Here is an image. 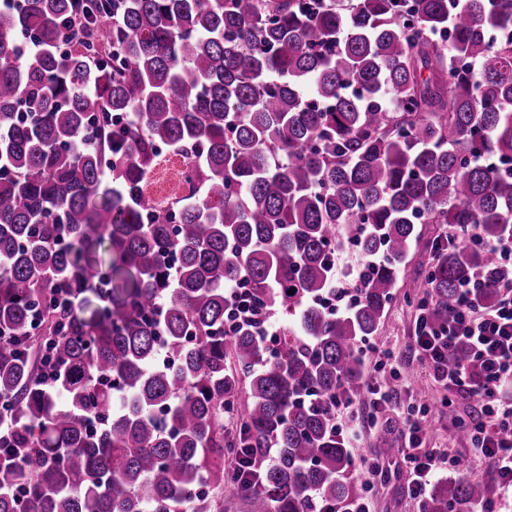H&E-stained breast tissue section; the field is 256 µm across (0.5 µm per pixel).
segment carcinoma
I'll return each instance as SVG.
<instances>
[{
	"instance_id": "cac0c4a2",
	"label": "carcinoma",
	"mask_w": 512,
	"mask_h": 512,
	"mask_svg": "<svg viewBox=\"0 0 512 512\" xmlns=\"http://www.w3.org/2000/svg\"><path fill=\"white\" fill-rule=\"evenodd\" d=\"M512 0H22L0 8V512H336L417 223L428 319L512 268ZM480 62L471 70L470 62ZM166 146L189 193L144 182ZM345 237L359 299L321 304ZM243 280L245 302L225 286ZM295 293H290V290ZM294 317L274 351L258 335ZM234 416L224 426V412ZM483 482L426 512H472Z\"/></svg>"
}]
</instances>
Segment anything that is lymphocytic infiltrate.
<instances>
[{"label":"lymphocytic infiltrate","instance_id":"obj_1","mask_svg":"<svg viewBox=\"0 0 512 512\" xmlns=\"http://www.w3.org/2000/svg\"><path fill=\"white\" fill-rule=\"evenodd\" d=\"M504 290V296L488 307L479 303L471 285L462 286L442 327L430 326L425 314L417 315L412 348L447 389L477 398L478 414L467 425L468 441L475 452L491 462L498 483L511 487L512 402L506 400L504 392L512 389V283ZM461 348L467 350L470 365L452 363V356ZM392 399L391 388L375 382L362 403L340 398L336 406L354 420L375 424ZM426 410L422 404L400 417V431L407 441L403 461L412 474L409 491L416 500L424 497L436 473L458 465L456 457L445 449H424Z\"/></svg>","mask_w":512,"mask_h":512}]
</instances>
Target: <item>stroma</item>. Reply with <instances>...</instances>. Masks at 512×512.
I'll use <instances>...</instances> for the list:
<instances>
[{
	"mask_svg": "<svg viewBox=\"0 0 512 512\" xmlns=\"http://www.w3.org/2000/svg\"><path fill=\"white\" fill-rule=\"evenodd\" d=\"M420 238L413 247L405 268L401 271L393 298L386 311V318L368 342L378 347H391L402 352L401 378L396 383L398 392L395 409L396 417L390 418L384 426L360 424L356 440L350 441L349 449L353 457L378 458L381 468L375 472L355 470L351 478L360 493L370 495L375 512H417L415 500L408 494L409 471L401 455L382 457L381 436L392 438L396 446H403L397 416L406 412L419 393H427L429 412L428 431L425 445L429 448H447L450 455L459 459V472L484 482L490 496L495 498L501 512H512V488L499 485L490 463L475 455L467 442L460 439L449 441L448 432L454 420L468 419L475 410L469 397L443 389L432 376L419 365L406 350L414 334L417 306L424 298L425 275L428 268L429 252L439 240L444 227L440 224L419 225Z\"/></svg>",
	"mask_w": 512,
	"mask_h": 512,
	"instance_id": "1",
	"label": "stroma"
}]
</instances>
